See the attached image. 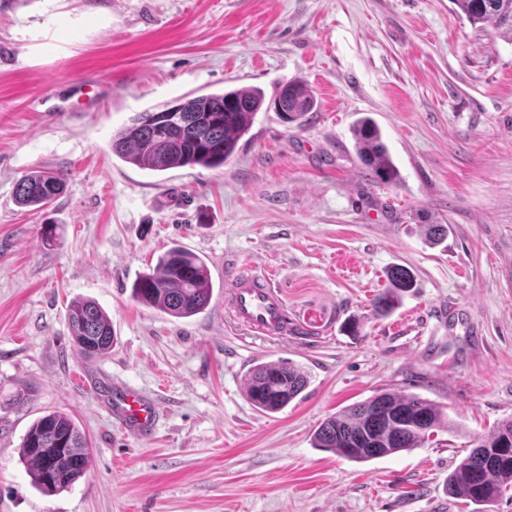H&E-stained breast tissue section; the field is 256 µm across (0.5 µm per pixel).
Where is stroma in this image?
Wrapping results in <instances>:
<instances>
[{"label": "stroma", "instance_id": "35a3bbf8", "mask_svg": "<svg viewBox=\"0 0 512 512\" xmlns=\"http://www.w3.org/2000/svg\"><path fill=\"white\" fill-rule=\"evenodd\" d=\"M291 81L316 112L299 126L258 112L223 167L155 173L112 153L139 112L242 87L270 101ZM364 117L395 184L358 160ZM45 169L66 174L63 193L18 206L17 181ZM431 223L448 225L443 244L420 235ZM175 244L213 284L186 319L131 296ZM243 265L269 274L281 335L233 320L224 280ZM395 265L416 286L380 316L371 303ZM81 299L112 319L107 356L71 347ZM278 359L310 382L264 414L245 375ZM128 389L159 407L150 435L112 417ZM380 391L425 398L455 430L367 462L315 447L325 418ZM51 411L72 416L92 456L46 494L19 448ZM507 418L511 43L452 0H0V512H472L448 474Z\"/></svg>", "mask_w": 512, "mask_h": 512}]
</instances>
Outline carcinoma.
<instances>
[{"mask_svg": "<svg viewBox=\"0 0 512 512\" xmlns=\"http://www.w3.org/2000/svg\"><path fill=\"white\" fill-rule=\"evenodd\" d=\"M459 15L471 25L490 26L498 37L512 43V0H453ZM288 97L278 94V110L286 123L301 121L316 111L317 101L302 82H290ZM265 102L259 88H242L200 95L187 100V111L170 116L146 110L112 136V154L141 170L166 171L187 165L224 166L238 141L251 128ZM356 154L374 182L394 184L393 165L379 126L369 118L354 130ZM65 176L35 171L16 185L15 201L21 207L43 208L65 189ZM425 239L438 245L448 238V225H421ZM388 285L372 300V307L386 316L415 287L412 272L394 266ZM132 297L176 318L203 311L213 288L206 262L181 246L159 255L153 272L134 282ZM72 347L85 358L104 357L112 349V320L93 300L74 303L69 312ZM309 377L301 368L283 360L251 368L245 378L246 395L264 413L283 410L307 387ZM408 415L395 428L385 420ZM447 423L434 404L417 394L383 392L347 406L326 418L314 441L356 462H365L421 446L425 436ZM475 446L448 474V496L473 505L494 501L512 487V419L474 440ZM20 459L33 484L46 492L64 491L76 483L90 465V448L77 423L68 414L52 411L35 420L20 445Z\"/></svg>", "mask_w": 512, "mask_h": 512, "instance_id": "carcinoma-1", "label": "carcinoma"}]
</instances>
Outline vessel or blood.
I'll list each match as a JSON object with an SVG mask.
<instances>
[{"label":"vessel or blood","mask_w":512,"mask_h":512,"mask_svg":"<svg viewBox=\"0 0 512 512\" xmlns=\"http://www.w3.org/2000/svg\"><path fill=\"white\" fill-rule=\"evenodd\" d=\"M226 282V300L239 324L259 335L279 334L285 321V309L270 288L267 277L257 276L251 270L241 268L229 275ZM156 416L157 406L153 400L131 390L122 394L117 417L131 433L146 435Z\"/></svg>","instance_id":"vessel-or-blood-1"}]
</instances>
